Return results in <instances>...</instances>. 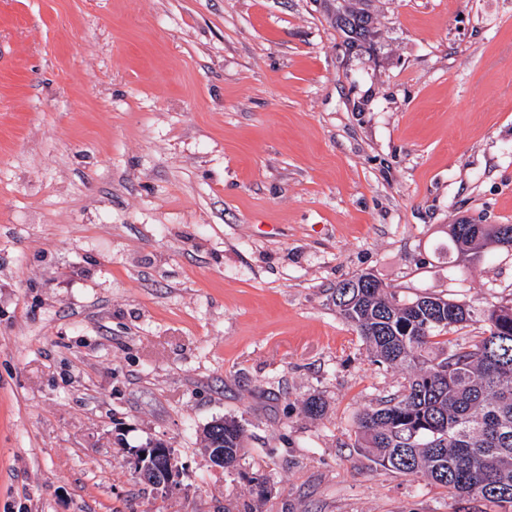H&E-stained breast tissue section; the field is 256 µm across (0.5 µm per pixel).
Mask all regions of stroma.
<instances>
[{
	"mask_svg": "<svg viewBox=\"0 0 512 512\" xmlns=\"http://www.w3.org/2000/svg\"><path fill=\"white\" fill-rule=\"evenodd\" d=\"M464 223L512 224V0H0V512H231L257 471L258 512H498L355 448L405 374L333 301L368 272L482 335L512 252L456 261ZM222 426L211 422L202 430L203 448L216 471L235 468L244 455L245 428L234 418H220ZM216 446V448H214ZM162 447V448H157ZM130 454L131 463L134 473L144 483L152 486L157 492L167 494L178 486L179 471L174 465L166 468L163 463L166 459L174 464V457L171 448L166 444L157 446L156 443L143 445L141 448L132 449ZM153 460L157 463L154 467L149 461Z\"/></svg>",
	"mask_w": 512,
	"mask_h": 512,
	"instance_id": "obj_1",
	"label": "stroma"
}]
</instances>
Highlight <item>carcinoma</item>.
<instances>
[{
  "label": "carcinoma",
  "mask_w": 512,
  "mask_h": 512,
  "mask_svg": "<svg viewBox=\"0 0 512 512\" xmlns=\"http://www.w3.org/2000/svg\"><path fill=\"white\" fill-rule=\"evenodd\" d=\"M512 243V224H450L448 250L462 258ZM336 312L352 323L375 361L407 372L406 383L354 422V445L380 467L420 474L450 498H480L512 512V306L482 313L488 329L443 338L473 320L463 304L420 296L399 302L370 273L343 280ZM203 448L224 449V468L244 455L234 418L202 430Z\"/></svg>",
  "instance_id": "carcinoma-1"
}]
</instances>
